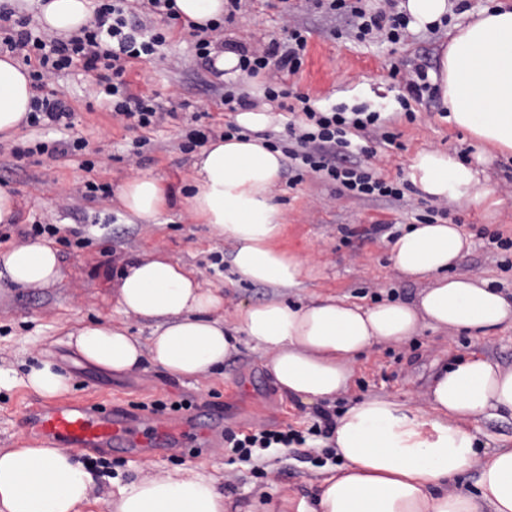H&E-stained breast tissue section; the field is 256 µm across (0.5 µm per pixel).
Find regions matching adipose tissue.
<instances>
[{"mask_svg":"<svg viewBox=\"0 0 512 512\" xmlns=\"http://www.w3.org/2000/svg\"><path fill=\"white\" fill-rule=\"evenodd\" d=\"M37 21L58 35L78 33L92 16L91 0H38ZM433 83L448 122L482 145L512 155V0L491 6L448 33ZM34 92L26 67L0 57V137L25 122ZM271 108L236 113L238 134L209 140L194 156L185 194L150 174L130 178L118 200L129 224H153L172 204L234 244L231 263L246 281L298 287L304 262L281 246L286 231L272 192L285 157L265 132ZM410 178L436 200L487 201L491 189L479 170L437 151L419 152ZM471 247L454 224H416L391 245L401 273L427 285L409 302L370 306L335 295L305 305L273 299L243 306L236 323L218 311L224 298L202 287L185 265L142 253L129 259L113 285L123 312L151 322L148 343L125 323H88L67 344L85 362L119 374L149 363L175 377L223 368L241 339L269 353L267 367L281 395L307 405L334 401L349 390L359 357L383 342L401 343L422 326L468 331L480 338L512 326V296L488 283L450 275ZM8 287L42 288L61 277L55 249L35 241L0 254ZM22 385L54 398L70 379L51 362L29 367ZM427 407L399 397H367L336 416L326 439L340 464L319 479L315 499L283 496L232 508L223 475L200 467L143 471L118 484L108 512H512V448L483 447L472 429L481 419L512 418V367L482 356L430 375ZM477 471V494L452 483ZM96 485L92 469L66 448L20 443L0 449V512H83Z\"/></svg>","mask_w":512,"mask_h":512,"instance_id":"1","label":"adipose tissue"}]
</instances>
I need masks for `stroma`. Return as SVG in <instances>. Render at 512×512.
Instances as JSON below:
<instances>
[{"label": "stroma", "mask_w": 512, "mask_h": 512, "mask_svg": "<svg viewBox=\"0 0 512 512\" xmlns=\"http://www.w3.org/2000/svg\"><path fill=\"white\" fill-rule=\"evenodd\" d=\"M488 0H464L445 24L425 32H409L399 42L376 33L360 40L349 15L310 7L307 0H241L235 16L211 49L219 53L231 44L252 49L270 38H285L291 26L308 32V52L300 72L288 77L290 91L309 97L316 109L333 107L351 112L380 113L394 144L380 143L375 128L360 132L353 159L381 179L397 184L402 200L359 199L340 191L332 181L311 173L291 183L284 170L274 198L285 214L287 231L282 245L308 259L312 274L299 287L286 291L272 285L241 280L231 265L234 245L216 236L183 207L165 212L158 224L124 223L115 196L134 173L164 178L171 190L182 189L191 175L192 155L179 143L191 125L221 134L232 113L221 98L225 91L247 94L256 105L266 103L261 78H224L194 51L195 36L166 16L149 10L145 0H134L131 20L154 27L167 36L156 54L141 60L129 73L136 93H155L168 113L152 130L125 129L113 124L93 79L74 68L57 79L74 110L75 131L96 152L98 163L85 171L76 157L34 154L16 157L0 151V185L18 204L14 223H0V250L24 244L33 224H56L62 232L86 229L85 248L56 242L62 278L46 288L0 289V367L23 371L35 359L54 362L72 377L70 400L117 407L137 416L156 415L162 422H180L190 412L206 415L223 432L247 433L292 425L300 432L318 420V407L281 397L266 369L268 356L252 344H241L215 376L177 378L144 365L130 375H116L86 364L66 345V334L78 323L123 320L141 340H148L150 323L122 314L112 297V283L125 258L146 251L179 261L197 273L203 287L224 291L223 315L234 321L240 304L257 303L279 295L297 304L319 294H332L358 305L386 299L408 301L422 288L393 266L390 245L406 227L421 217L458 225L469 236L471 248L455 274L489 280L504 293L512 292V269L503 262L511 254L496 248L494 234L512 238V156L483 152L470 135L449 123L434 91L416 97L406 84L417 69H438L441 46L461 10L478 11ZM145 145L140 156L130 153L137 140ZM439 150L485 170L493 190L481 204L434 202L426 199L410 179L415 156ZM109 184L112 196L85 200L74 189L84 180ZM512 366V326L503 325L482 339L466 333L429 328L400 343H381L363 355L348 392L337 397L331 412L370 396H404L423 403V393L434 363H452L471 355ZM165 410L153 412L155 402ZM46 399L18 385L0 398V448L14 447L32 436L21 423L23 408ZM182 410H174V403ZM80 458L105 477L97 484L101 501L85 512H107L113 479L134 477L143 464L170 470L184 464L218 467L224 471V492L235 503H246L257 493L272 501L285 495L311 496L317 480L338 460L329 449L309 445L271 448L244 461L225 451L223 441L207 448H152L146 460L124 449L80 451Z\"/></svg>", "instance_id": "1"}]
</instances>
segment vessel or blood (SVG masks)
Here are the masks:
<instances>
[{
	"instance_id": "b4317fda",
	"label": "vessel or blood",
	"mask_w": 512,
	"mask_h": 512,
	"mask_svg": "<svg viewBox=\"0 0 512 512\" xmlns=\"http://www.w3.org/2000/svg\"><path fill=\"white\" fill-rule=\"evenodd\" d=\"M24 422L41 438L69 448H122L137 438L147 446L167 440L192 445L198 440L193 432L162 427L149 418L119 415L82 402L27 409Z\"/></svg>"
}]
</instances>
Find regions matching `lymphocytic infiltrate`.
Listing matches in <instances>:
<instances>
[{
    "label": "lymphocytic infiltrate",
    "instance_id": "f902f5d3",
    "mask_svg": "<svg viewBox=\"0 0 512 512\" xmlns=\"http://www.w3.org/2000/svg\"><path fill=\"white\" fill-rule=\"evenodd\" d=\"M126 0H96L93 21L69 40L37 32L26 17H13L0 10V21L10 24L6 36L0 37V54H21L24 60H37L38 68L31 75L39 95L32 103L27 120L30 126L54 128L64 137L56 141L54 153L81 157L84 169H93L95 163L85 156L88 142L73 136L74 114L64 95L52 89L55 76L79 67L94 77L100 93L106 97L107 110L116 124L125 128L153 129L165 120L155 95L132 93L125 78L128 66L134 61L154 55L166 42L164 33L129 22L125 11ZM394 0H385L384 7L367 12L360 0H313L315 8L350 15L357 22L359 35L375 30H387L391 40H400L410 19L393 8ZM308 37L305 30L295 27L287 41L270 39L262 48L241 49L239 67L256 76L269 73L270 81L264 88L267 99L288 97L285 86L288 76L300 71L307 53ZM380 115L352 112H319L303 105L296 123L289 132L295 145L287 149L289 159L302 167L322 175L343 190L359 197H401L400 189L363 169L360 164L346 161L350 142L348 133L377 126ZM302 437L291 429H265L242 437L229 435L231 450L248 459L253 449L284 447L301 442Z\"/></svg>",
    "mask_w": 512,
    "mask_h": 512
}]
</instances>
